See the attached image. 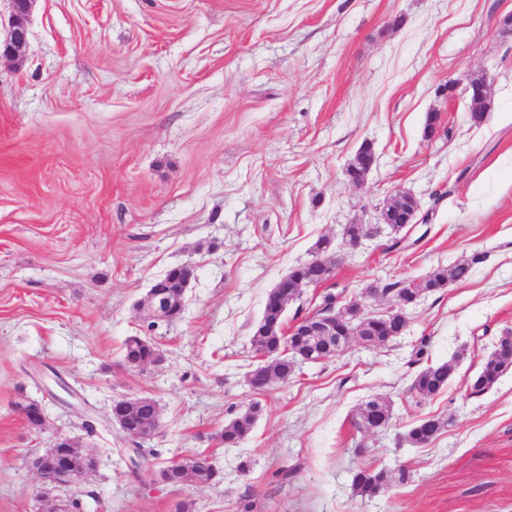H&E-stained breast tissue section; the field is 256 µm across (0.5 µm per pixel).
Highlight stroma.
Segmentation results:
<instances>
[{
  "label": "stroma",
  "mask_w": 512,
  "mask_h": 512,
  "mask_svg": "<svg viewBox=\"0 0 512 512\" xmlns=\"http://www.w3.org/2000/svg\"><path fill=\"white\" fill-rule=\"evenodd\" d=\"M510 15L512 0H35L20 58L0 59V512H41L27 461L60 435L97 452L89 480L57 492L70 512H512V372L466 392L512 329ZM477 74L480 123L463 93ZM366 143L376 163L356 185L346 169ZM397 189L430 219L396 248L380 212ZM348 224L372 229L354 249ZM323 238L336 289L357 297L486 259L424 295L388 345L351 343L255 395L267 294ZM186 262L182 314L151 319L152 282ZM131 336L165 362L125 365ZM422 346L425 363L456 364L431 399L410 390ZM122 396L161 409L141 444L155 467L204 452L219 482L134 476L110 419ZM373 398L393 417L367 433L356 413ZM256 400L252 432L224 447L218 432ZM428 416L447 429L411 447ZM368 465L410 479L364 498L352 474ZM16 408L32 430H41L47 425V416L41 405L29 401H21Z\"/></svg>",
  "instance_id": "obj_1"
}]
</instances>
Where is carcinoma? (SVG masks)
<instances>
[{
  "instance_id": "obj_1",
  "label": "carcinoma",
  "mask_w": 512,
  "mask_h": 512,
  "mask_svg": "<svg viewBox=\"0 0 512 512\" xmlns=\"http://www.w3.org/2000/svg\"><path fill=\"white\" fill-rule=\"evenodd\" d=\"M375 159L371 146L365 145L355 155L348 167V175L354 182L364 178L368 166ZM485 255L474 253L451 265H438L432 268L422 280L420 287L408 288L405 281L396 280L380 288L379 295L388 301L390 307L398 306V313L387 316V320L378 322L360 321L356 324L359 337L370 345L383 346L402 335L403 329L408 327L410 317L407 310L416 304L426 293L443 292L453 285L466 282L472 275L474 268L484 261ZM330 278L326 271L314 264L297 266L288 283V298L295 301L303 294L298 284L309 282L324 283ZM263 318L265 328L254 327L250 336V344L254 352L270 355L269 361L262 367L250 372L249 383L251 387H260L265 380H285L294 376L298 359L295 353L304 350L302 337L292 338L291 351L285 352L282 337L276 335L273 328L279 327L283 322V315L274 306L264 309ZM148 351L135 337H129L124 344V358L143 360ZM453 364L444 362L429 364L421 369L414 377L411 390L424 398L430 399L440 394L447 386L451 377ZM512 371V330L504 331L498 337L494 351L483 358L479 369L469 379L468 390L473 396H480L492 389L499 379ZM152 406L148 403L140 405L129 414V426L132 429L140 427L150 420ZM357 425L367 430H378L385 427L392 418V408L389 402L374 399L364 403L358 413ZM256 417L248 411L239 413L236 417L224 424L220 438L227 448L239 445L252 431ZM448 426V421L441 417H428L416 423L407 434V442L414 448H424L433 444ZM199 479L209 478L213 475L212 462L209 456L198 453L193 460V466L172 477V484L179 485L189 476ZM391 471L384 467L367 466L358 470L352 479L353 487L357 493L366 498H373L384 492L392 483Z\"/></svg>"
}]
</instances>
